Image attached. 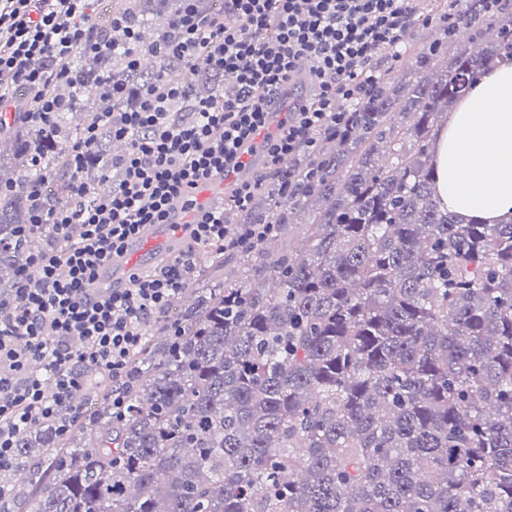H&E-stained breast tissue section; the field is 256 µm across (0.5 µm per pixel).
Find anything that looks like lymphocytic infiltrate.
<instances>
[{
    "mask_svg": "<svg viewBox=\"0 0 512 512\" xmlns=\"http://www.w3.org/2000/svg\"><path fill=\"white\" fill-rule=\"evenodd\" d=\"M198 2L183 0L146 43L124 14L110 17L107 36L93 37V0H0V112L24 109L41 129L68 107L54 89L70 81L78 53L120 47L131 71L147 55L224 76L220 93L205 98L189 74L174 80L160 68L133 91L113 74L101 95L119 104L105 117L113 138L126 141L125 153L101 166L97 127L88 125L70 148V180L55 205L44 206L46 184L32 186L31 227L44 236L17 274L13 299L0 301V468L13 461L24 430L50 421L69 431L76 418L69 401L87 373L111 379L112 414L122 415L144 329L166 316L199 252L225 245L224 210L198 211L182 252L130 274L129 287L95 290L98 267L143 225L163 223L172 199L190 198L262 133V171L235 183L226 198L250 211L267 175L315 150V132L345 128L349 114L337 101L355 100L377 54L397 49L413 16L412 0H214L206 11ZM302 69L312 98L266 133L277 92ZM95 168L102 186L90 196L82 175Z\"/></svg>",
    "mask_w": 512,
    "mask_h": 512,
    "instance_id": "1",
    "label": "lymphocytic infiltrate"
}]
</instances>
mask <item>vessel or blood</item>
I'll return each instance as SVG.
<instances>
[{"mask_svg":"<svg viewBox=\"0 0 512 512\" xmlns=\"http://www.w3.org/2000/svg\"><path fill=\"white\" fill-rule=\"evenodd\" d=\"M262 146L263 140L259 137L245 145L240 169L203 184L194 193L196 203L201 205L223 197L225 188L240 179L241 175L255 172L263 159ZM191 218V210L186 209L183 203H175L166 223L145 225L138 236L127 241L120 254L113 256L99 270L96 287L106 291L128 287L132 270L148 268L158 253L176 249Z\"/></svg>","mask_w":512,"mask_h":512,"instance_id":"obj_1","label":"vessel or blood"}]
</instances>
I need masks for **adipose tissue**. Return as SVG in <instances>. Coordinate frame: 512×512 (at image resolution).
<instances>
[{
    "mask_svg": "<svg viewBox=\"0 0 512 512\" xmlns=\"http://www.w3.org/2000/svg\"><path fill=\"white\" fill-rule=\"evenodd\" d=\"M432 153L448 210L486 224L512 213V65L486 70L448 113Z\"/></svg>",
    "mask_w": 512,
    "mask_h": 512,
    "instance_id": "1",
    "label": "adipose tissue"
}]
</instances>
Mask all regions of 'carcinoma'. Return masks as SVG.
Wrapping results in <instances>:
<instances>
[{
  "label": "carcinoma",
  "mask_w": 512,
  "mask_h": 512,
  "mask_svg": "<svg viewBox=\"0 0 512 512\" xmlns=\"http://www.w3.org/2000/svg\"><path fill=\"white\" fill-rule=\"evenodd\" d=\"M419 3L496 39L478 51L442 30L404 43L397 68L353 101L337 149L298 155L238 224H276L274 239L203 250L186 307L145 329L125 416L108 391L69 434L39 424L0 469L10 512L32 448L46 476L31 512H512V220L467 221L433 189L438 118L491 62L512 57V11L484 0ZM177 0H112L142 28ZM78 89L124 69L122 52L79 55ZM199 89L224 76L199 70ZM38 131L0 127V299L38 242L28 187L67 175L65 157L109 104L97 97ZM43 143L39 164L32 143ZM112 146L99 121L94 151ZM296 187L284 198L282 185ZM303 223L299 252L290 235ZM242 270L225 275L227 266ZM179 329L173 336L168 326ZM97 446H81L86 430Z\"/></svg>",
  "instance_id": "carcinoma-1"
}]
</instances>
